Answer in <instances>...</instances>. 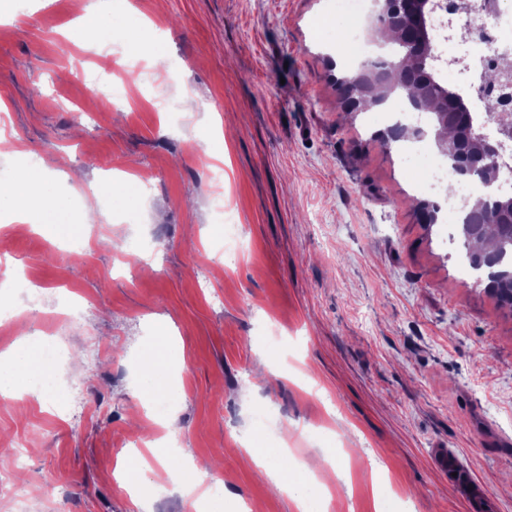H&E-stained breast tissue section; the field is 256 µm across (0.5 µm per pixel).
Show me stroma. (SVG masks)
I'll return each mask as SVG.
<instances>
[{"label": "stroma", "instance_id": "obj_1", "mask_svg": "<svg viewBox=\"0 0 512 512\" xmlns=\"http://www.w3.org/2000/svg\"><path fill=\"white\" fill-rule=\"evenodd\" d=\"M11 11L0 101L25 153L0 155V182L50 169L80 227L48 240L38 205L0 198V250L29 258L41 293L17 334L80 357L61 372L79 404L0 399L40 512L195 507L165 469L139 499L116 472L145 392L137 346L161 323L180 388L161 416L182 459L220 458L212 512H297L256 479L251 447L287 449L318 512H470L441 449L512 512V310L419 221L414 178L376 138L383 112H344L348 18L329 0H112L91 40L72 0ZM152 35L168 72L141 56ZM103 53L140 72L135 105L95 86ZM111 169L140 181L92 194ZM230 231L240 249L212 261Z\"/></svg>", "mask_w": 512, "mask_h": 512}]
</instances>
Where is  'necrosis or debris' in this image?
I'll return each instance as SVG.
<instances>
[{
	"instance_id": "4bbe7bcc",
	"label": "necrosis or debris",
	"mask_w": 512,
	"mask_h": 512,
	"mask_svg": "<svg viewBox=\"0 0 512 512\" xmlns=\"http://www.w3.org/2000/svg\"><path fill=\"white\" fill-rule=\"evenodd\" d=\"M445 7L434 18L440 77H453L469 96V103L486 135L495 129L488 117L493 112H512V88L500 90L482 81L484 73L512 65V0H443ZM357 26L347 40L351 59L365 61L377 51L364 36L375 14L374 0H342ZM398 150L404 164L423 171L420 192L438 199L442 210L458 216L484 186L456 175L435 153L431 143L407 141Z\"/></svg>"
}]
</instances>
